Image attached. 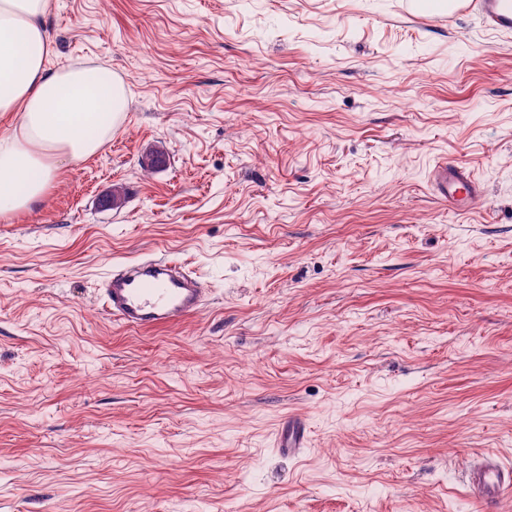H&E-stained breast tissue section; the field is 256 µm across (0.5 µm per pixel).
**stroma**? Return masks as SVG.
I'll return each mask as SVG.
<instances>
[{
    "mask_svg": "<svg viewBox=\"0 0 512 512\" xmlns=\"http://www.w3.org/2000/svg\"><path fill=\"white\" fill-rule=\"evenodd\" d=\"M46 28L130 96L0 221V512H512L466 483L512 466V36L412 0H51ZM161 254L199 312L112 322L100 283ZM433 191L438 197L465 206L479 195V186L467 169L459 165L438 162L430 172ZM460 194L465 195L464 198ZM307 443L306 430L300 423L291 421L288 427H284L280 435V443L278 448L281 452L289 454H298Z\"/></svg>",
    "mask_w": 512,
    "mask_h": 512,
    "instance_id": "35a3bbf8",
    "label": "stroma"
}]
</instances>
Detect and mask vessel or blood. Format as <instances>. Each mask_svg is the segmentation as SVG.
I'll return each mask as SVG.
<instances>
[{"label": "vessel or blood", "instance_id": "1", "mask_svg": "<svg viewBox=\"0 0 512 512\" xmlns=\"http://www.w3.org/2000/svg\"><path fill=\"white\" fill-rule=\"evenodd\" d=\"M414 7L419 12H464L477 17L486 30L499 34L512 31V0H448L442 7L434 0H415ZM430 181L435 194L446 200L470 201L479 195L477 183L459 165L436 163ZM206 294L197 274L166 257L120 264L100 290L102 306L113 321L135 329L180 323L199 311ZM306 443L302 424L292 422L282 429V452L300 453ZM468 482L472 494L489 503L495 496L512 492V468L503 467L488 456L474 463Z\"/></svg>", "mask_w": 512, "mask_h": 512}]
</instances>
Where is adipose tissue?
Masks as SVG:
<instances>
[{"mask_svg": "<svg viewBox=\"0 0 512 512\" xmlns=\"http://www.w3.org/2000/svg\"><path fill=\"white\" fill-rule=\"evenodd\" d=\"M50 0H0V112L18 121L0 132V219L43 199L64 163L95 156L127 108L125 79L111 67L47 64Z\"/></svg>", "mask_w": 512, "mask_h": 512, "instance_id": "obj_1", "label": "adipose tissue"}]
</instances>
